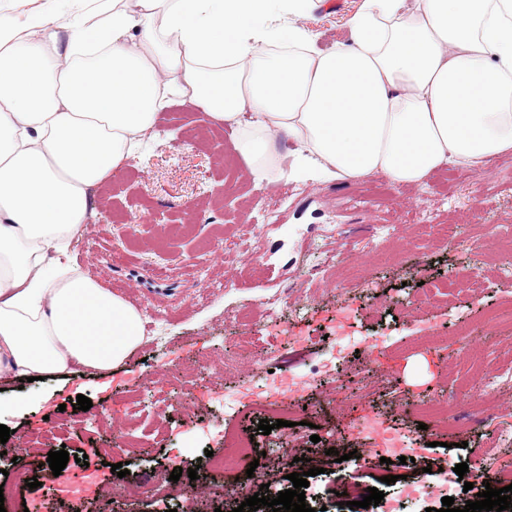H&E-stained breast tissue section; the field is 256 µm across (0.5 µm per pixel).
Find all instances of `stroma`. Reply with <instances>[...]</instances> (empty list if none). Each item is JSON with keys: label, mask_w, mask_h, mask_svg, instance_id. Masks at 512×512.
Returning <instances> with one entry per match:
<instances>
[{"label": "stroma", "mask_w": 512, "mask_h": 512, "mask_svg": "<svg viewBox=\"0 0 512 512\" xmlns=\"http://www.w3.org/2000/svg\"><path fill=\"white\" fill-rule=\"evenodd\" d=\"M362 0H325L301 24L319 50L348 40V21ZM85 0H0V17L25 24L43 12L63 21L86 15ZM195 133L185 141L186 130ZM247 125L216 124L206 111L171 104L159 113L147 145L94 191L95 204L69 256L77 271L122 297L154 322L148 338L109 371L75 365L63 375L22 382L0 373L6 394H34L7 416L12 431L0 443V483L6 475L36 476L21 486L40 512H214L225 491L267 486L270 497L290 488V473L308 472L318 512H335L329 449L346 454L377 447L378 435L356 432L358 415L377 413L384 430L409 437L415 461L386 465L388 490L401 512L406 479L424 467L457 458L473 467L512 471V441L497 440L499 422L512 419V384L480 397L465 374L468 360L484 370L512 365V322L488 325L490 309L512 306V280L499 277L489 226L512 224V155L477 169L440 167L415 188L390 186L377 195L379 176L329 182L290 178L295 145L281 140L275 175L256 178L234 149ZM268 226L254 251L228 255L211 248L216 227L233 231L251 215ZM393 225L377 246L328 250L325 229L361 233ZM450 224L453 236L430 233ZM197 277L179 275L186 253ZM475 271L477 285L449 292L448 276ZM300 295L282 301L284 290ZM348 312H341V304ZM245 318L234 322L228 310ZM344 313L346 339L333 324ZM251 334L241 346L238 338ZM303 380L288 426L262 434L249 389L274 377ZM364 376L349 399L341 393ZM91 399L89 410L78 396ZM228 433L252 435L257 447L228 470L212 468ZM318 443H311V435ZM495 456H486L489 446ZM67 450L69 472L95 478V490L60 491L46 451ZM127 463L120 478L113 464ZM199 477L170 482L173 469ZM196 492H186V485Z\"/></svg>", "instance_id": "stroma-1"}]
</instances>
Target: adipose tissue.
<instances>
[{
  "instance_id": "ef3b65f1",
  "label": "adipose tissue",
  "mask_w": 512,
  "mask_h": 512,
  "mask_svg": "<svg viewBox=\"0 0 512 512\" xmlns=\"http://www.w3.org/2000/svg\"><path fill=\"white\" fill-rule=\"evenodd\" d=\"M94 2L91 25L0 19V372L111 369L141 342L137 309L47 256L140 148L161 90L220 123L252 110L236 151L254 166L288 137L301 180L417 185L512 152V0H363L327 54L280 22L316 0Z\"/></svg>"
}]
</instances>
